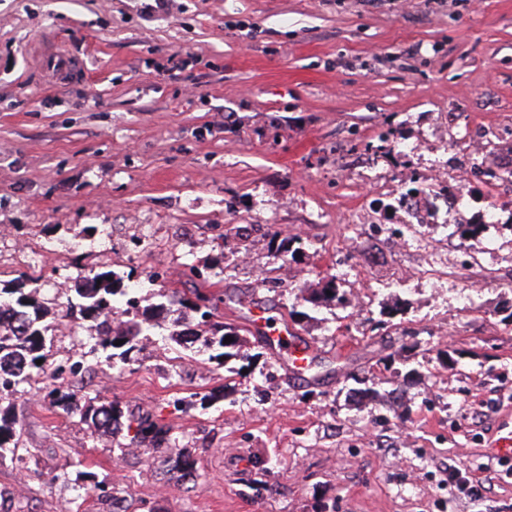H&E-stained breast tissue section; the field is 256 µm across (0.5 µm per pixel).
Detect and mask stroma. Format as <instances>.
<instances>
[{
	"instance_id": "1",
	"label": "stroma",
	"mask_w": 512,
	"mask_h": 512,
	"mask_svg": "<svg viewBox=\"0 0 512 512\" xmlns=\"http://www.w3.org/2000/svg\"><path fill=\"white\" fill-rule=\"evenodd\" d=\"M452 112L498 131L484 163L512 151V0H0V286L35 272L60 302L95 269L186 291L193 266L254 356L228 386L207 354L173 366L164 328L147 360L84 355L91 395L191 451L187 488L32 380L12 411L34 460L0 462V512H68L89 476L113 498L84 512H512V222L449 245L432 288L413 279L431 249L379 237L392 214L354 222L379 196L354 167L422 188L457 167L430 135ZM330 279L342 302L311 308ZM271 299L304 376L249 329Z\"/></svg>"
}]
</instances>
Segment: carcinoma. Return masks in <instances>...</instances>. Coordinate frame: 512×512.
I'll return each mask as SVG.
<instances>
[{"instance_id":"cac0c4a2","label":"carcinoma","mask_w":512,"mask_h":512,"mask_svg":"<svg viewBox=\"0 0 512 512\" xmlns=\"http://www.w3.org/2000/svg\"><path fill=\"white\" fill-rule=\"evenodd\" d=\"M43 284L41 278L23 276L12 288H0V450L18 449L22 431L20 422L1 409L3 403L13 405L22 386L36 377L51 380L46 396L54 408L77 413L95 433L115 435L124 430L133 432L130 445L145 440L152 448L173 460L179 481L186 484L196 477V460L179 447L170 429L149 412L124 411L120 406L97 397L81 400L64 380L84 370L81 362L69 367L56 366L48 360L44 349L49 325L44 323L48 311L38 301ZM138 289L125 283L124 277L112 270L80 273L74 278L71 294L66 296V310L78 309L79 319L93 323L94 331L82 339L90 352L105 353L108 361H131L143 347L142 339L160 325L159 319L173 316L172 342L184 350L209 353V360L219 365L225 359L240 356L246 339L240 329L218 320L215 296L201 289L192 295H180L164 289L158 291V302L142 305ZM336 281L330 280L312 292L309 302L327 303L336 300ZM232 342L224 343L225 337ZM123 344L118 345L116 341ZM43 360L37 364V360Z\"/></svg>"}]
</instances>
